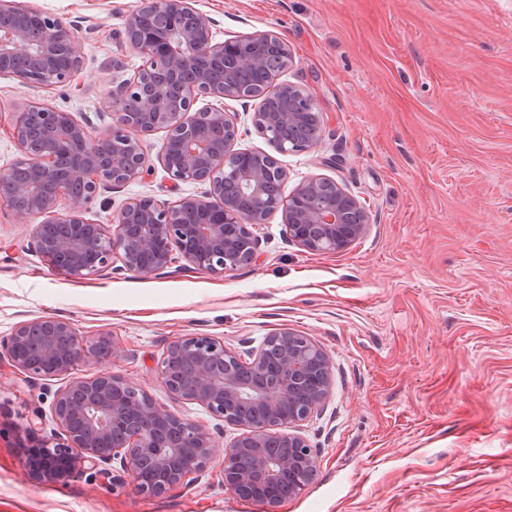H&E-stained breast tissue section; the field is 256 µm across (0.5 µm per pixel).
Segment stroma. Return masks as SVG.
Here are the masks:
<instances>
[{
	"mask_svg": "<svg viewBox=\"0 0 512 512\" xmlns=\"http://www.w3.org/2000/svg\"><path fill=\"white\" fill-rule=\"evenodd\" d=\"M77 26L82 70L51 89L0 78V166L21 153L16 112L32 101L70 112L97 135L107 99L143 60L125 20L143 0H22ZM217 40L274 31L325 120L321 145L278 155L283 193L323 175L370 208L365 237L311 254L281 214L257 225L256 262L220 277L174 260L149 279L105 267L78 279L35 249L30 221L0 202V345L42 316L83 337L109 332L129 358L83 362L77 377L117 374L171 412L218 426L171 398L157 367L175 337L230 348L289 327L332 362V392L303 423L318 478L279 512H512V0H194ZM145 139L142 179L102 190L105 224L132 197L197 194L172 185ZM65 378L42 380L0 358V512H266L225 489L218 465L192 487L136 494L129 478L44 483L24 429Z\"/></svg>",
	"mask_w": 512,
	"mask_h": 512,
	"instance_id": "stroma-1",
	"label": "stroma"
}]
</instances>
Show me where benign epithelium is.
<instances>
[{
    "label": "benign epithelium",
    "instance_id": "7a95c632",
    "mask_svg": "<svg viewBox=\"0 0 512 512\" xmlns=\"http://www.w3.org/2000/svg\"><path fill=\"white\" fill-rule=\"evenodd\" d=\"M26 16L27 26L0 25V76L51 89L74 82L82 67L75 27L62 19L0 0V17ZM128 47L145 61L112 90L111 132L103 137L69 112L31 102L16 113L13 137L22 160L0 166V200L32 226L35 248L55 270L73 277L110 262L150 278L178 253L187 266L224 276L255 262L253 227L273 213L284 216L288 239L312 254L348 250L368 232L370 211L340 183L305 179L286 198L270 197L285 179L277 159L235 148L242 137L230 113L192 110L197 97L243 100L239 78L266 69L281 75L295 59L274 31L218 41L208 17L192 0H143L125 22ZM253 126L279 153L310 152L321 143L324 118L305 87L272 81ZM182 107L173 110L174 99ZM162 132L159 155L173 185L202 182L200 195L127 201L110 224L85 218L102 187L142 177V138ZM8 362L36 377L71 373L85 361L126 355L110 333L85 338L70 321L44 316L18 323L6 347ZM157 377L176 400L205 408L241 433L216 457L215 436L159 405L144 389L116 374L75 378L57 391L51 419L59 441L39 440L42 482L73 475L129 476L134 490L159 497L201 479L218 460L224 487L277 512L319 472L317 451L297 431L330 396L331 361L314 340L278 328L259 346L231 350L204 335L168 343Z\"/></svg>",
    "mask_w": 512,
    "mask_h": 512
}]
</instances>
